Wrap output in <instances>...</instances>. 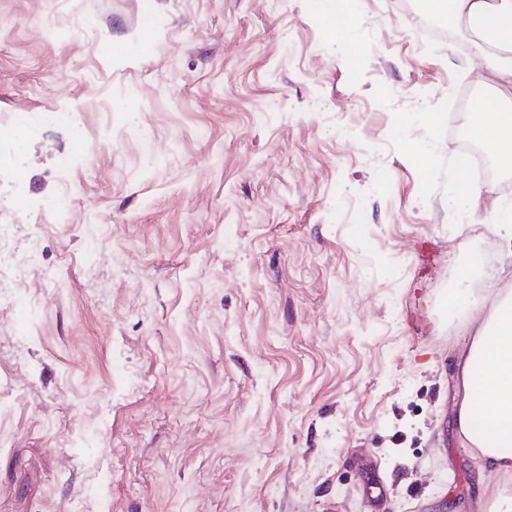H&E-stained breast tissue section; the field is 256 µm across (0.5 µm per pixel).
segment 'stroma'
I'll use <instances>...</instances> for the list:
<instances>
[{
  "instance_id": "stroma-1",
  "label": "stroma",
  "mask_w": 512,
  "mask_h": 512,
  "mask_svg": "<svg viewBox=\"0 0 512 512\" xmlns=\"http://www.w3.org/2000/svg\"><path fill=\"white\" fill-rule=\"evenodd\" d=\"M143 7L0 0V222L44 256L0 312V512H488L458 339L512 292L473 262L512 194L448 203L470 36Z\"/></svg>"
}]
</instances>
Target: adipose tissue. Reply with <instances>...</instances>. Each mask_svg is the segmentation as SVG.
Wrapping results in <instances>:
<instances>
[{"label": "adipose tissue", "mask_w": 512, "mask_h": 512, "mask_svg": "<svg viewBox=\"0 0 512 512\" xmlns=\"http://www.w3.org/2000/svg\"><path fill=\"white\" fill-rule=\"evenodd\" d=\"M473 37L494 83L500 110L473 113L469 129L505 169L512 168V0H420ZM462 391L456 433L470 442L481 469L512 472V296L499 300L482 325L463 330Z\"/></svg>", "instance_id": "obj_1"}]
</instances>
